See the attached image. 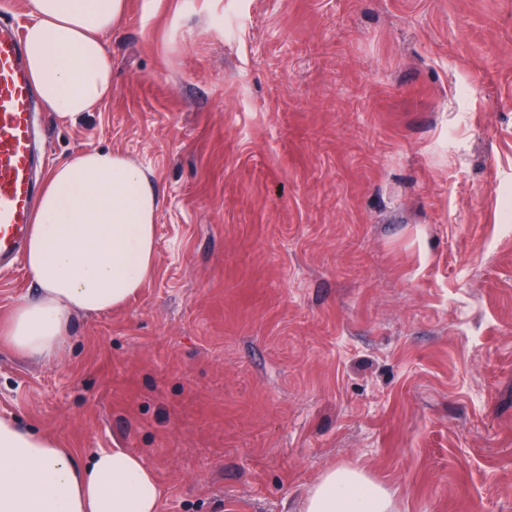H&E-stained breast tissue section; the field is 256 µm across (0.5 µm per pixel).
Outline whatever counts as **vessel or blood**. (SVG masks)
<instances>
[{
    "label": "vessel or blood",
    "mask_w": 512,
    "mask_h": 512,
    "mask_svg": "<svg viewBox=\"0 0 512 512\" xmlns=\"http://www.w3.org/2000/svg\"><path fill=\"white\" fill-rule=\"evenodd\" d=\"M36 98L19 28L0 26V265L20 254L37 191Z\"/></svg>",
    "instance_id": "1"
}]
</instances>
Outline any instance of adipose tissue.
Here are the masks:
<instances>
[{
  "label": "adipose tissue",
  "instance_id": "ef3b65f1",
  "mask_svg": "<svg viewBox=\"0 0 512 512\" xmlns=\"http://www.w3.org/2000/svg\"><path fill=\"white\" fill-rule=\"evenodd\" d=\"M24 53L35 95L60 119L112 96L106 37L126 0H30ZM160 197L145 171L118 151H83L57 163L38 196L23 260L37 287L0 325L22 357L54 358L75 315L104 313L134 297L156 257ZM160 486L121 449L82 457L50 435L0 416V512H159ZM392 498L359 469L327 470L304 512H391Z\"/></svg>",
  "mask_w": 512,
  "mask_h": 512
}]
</instances>
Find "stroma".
Returning <instances> with one entry per match:
<instances>
[{"label":"stroma","mask_w":512,"mask_h":512,"mask_svg":"<svg viewBox=\"0 0 512 512\" xmlns=\"http://www.w3.org/2000/svg\"><path fill=\"white\" fill-rule=\"evenodd\" d=\"M112 96L39 109L162 197L138 295L0 415L141 457L160 512H301L329 468L394 512H512V0H127Z\"/></svg>","instance_id":"35a3bbf8"}]
</instances>
